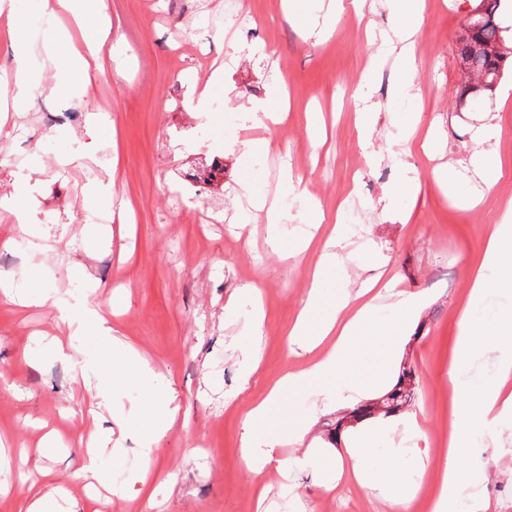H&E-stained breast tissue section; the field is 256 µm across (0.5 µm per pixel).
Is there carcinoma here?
<instances>
[{
  "instance_id": "cac0c4a2",
  "label": "carcinoma",
  "mask_w": 512,
  "mask_h": 512,
  "mask_svg": "<svg viewBox=\"0 0 512 512\" xmlns=\"http://www.w3.org/2000/svg\"><path fill=\"white\" fill-rule=\"evenodd\" d=\"M476 2L482 8L481 24L477 28L463 32L458 43L462 63L485 76V82L482 84H466V91L471 93L473 100L493 90L504 76L506 59L512 58V52L507 50L505 45L503 28L499 22L504 0H476ZM413 375L412 370L402 368L397 382L384 395L383 416L398 415L412 400L413 391L409 389V384L413 380ZM372 415H374L372 405L357 406L349 412V416L336 418L335 426L329 431L328 440L333 444L338 441V435L347 418L360 420Z\"/></svg>"
}]
</instances>
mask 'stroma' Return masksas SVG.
Listing matches in <instances>:
<instances>
[{"label":"stroma","mask_w":512,"mask_h":512,"mask_svg":"<svg viewBox=\"0 0 512 512\" xmlns=\"http://www.w3.org/2000/svg\"><path fill=\"white\" fill-rule=\"evenodd\" d=\"M112 20L110 43L123 54L89 71L86 97L70 100L57 89L55 69L42 66L43 27L38 0H16L24 17L29 64L41 72L44 90L19 111L0 112V197L28 184L23 213L0 207V281L21 295L45 294L38 305L0 300V468L7 485L0 512H24L30 485L47 476L87 503L85 481L75 475L86 459L71 430L111 429L118 450L106 453L97 476L113 488L110 512H396L377 490L337 481L339 453L363 434L366 423L349 422L338 444L325 439L326 420L353 404L311 392L296 412L302 438L276 431L281 457L292 467L256 475L242 458L240 436L251 404L263 400L285 371L304 365L289 352L288 332L310 287L316 252L297 257L274 252L268 227L253 210L249 193L274 195L283 167L302 178L327 217L343 213L341 263L328 273L325 303L356 293L377 278L396 285L381 290L389 306L400 291L420 293L423 304L402 333L396 363L414 372L417 394L399 416L384 420L371 445L372 466H392L401 481L417 479L420 459L436 476L440 458L432 439L454 421L448 368L457 336L455 313L470 289V268L480 263L488 226L500 223L501 205L512 199V96L492 92L477 107L461 102L466 79L456 43L473 0H425L415 37L416 62L406 96H398L393 61L400 45L369 42L367 29L387 30V0H372L362 17L343 12L334 32L307 33L283 0H105ZM245 12L251 28L239 31L225 15ZM381 59L371 80L363 73L371 55ZM218 68L211 108L195 104L200 74ZM286 86L288 116L266 130L250 115L271 90ZM53 101L83 113L78 124L47 127L41 103ZM381 104L375 131L360 140L359 109ZM422 121L412 145L401 128L410 113ZM499 117L492 148L504 172L476 204L449 191L448 170H463L472 133ZM114 134L87 157H75L90 121ZM274 137L276 150L245 156L241 144ZM434 151L424 153V137ZM70 165H60L64 156ZM220 157L219 183L185 186L196 158ZM261 182L245 189L246 168ZM418 175L420 195L412 210L385 205L387 189ZM113 179L111 196L90 198L89 184ZM47 233L51 248L32 252L20 223ZM313 229L304 199L281 211L283 246L326 236ZM259 289L265 312L260 364L248 391L240 382L245 354L241 339L251 321V291ZM98 309L112 333L153 366L160 386L179 411L160 440L159 452L142 454L143 440L130 428L141 400L137 389L117 381L121 355L85 331L73 335L61 311L75 302ZM60 340L64 355L50 351ZM114 378L110 411L92 416L95 400L83 375ZM501 434L485 440L457 467L481 500L467 495L458 512H505L495 491L512 484V413ZM57 442L40 444L47 433ZM147 470L148 491L123 495L119 486Z\"/></svg>","instance_id":"1"}]
</instances>
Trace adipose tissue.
Here are the masks:
<instances>
[{
    "label": "adipose tissue",
    "instance_id": "obj_1",
    "mask_svg": "<svg viewBox=\"0 0 512 512\" xmlns=\"http://www.w3.org/2000/svg\"><path fill=\"white\" fill-rule=\"evenodd\" d=\"M424 7L425 0H390L389 3L391 31L401 44L394 68L404 83L415 67L413 37L419 29ZM63 11L76 24L80 44H73L70 33L61 26L59 14ZM41 19L48 33L42 47L44 65L58 70L59 83L71 98H82L86 93V72L105 46L111 28V19L102 9V0H42ZM499 133V124L482 127L476 136L477 148L471 156L472 167L488 186L496 184L502 176L500 162L489 148ZM338 246L336 233H329L313 265L305 305L289 331L290 345L314 354V361L305 368L284 372L266 398L246 414L241 446L244 459L254 472H262L268 466L281 470L286 465L276 452L272 434L260 430L261 425L272 421L274 410L284 402L307 394L318 383L323 386L325 398H344L353 389L351 365L362 351L366 338L377 339L383 353H390L405 323L421 305L416 294L403 291L389 315L382 317L372 299L360 291L344 296L331 311L321 313L320 290L326 269L340 262ZM490 288L512 290V200L504 205L501 223L491 225L486 233L483 259L471 274L468 301L456 314L458 335L448 369V388L455 396L468 394L470 404L455 413L432 512H456L458 497L469 478L454 466V459L470 453L479 437H497L496 421L506 409L512 408V394L507 391L508 383L512 382V357L498 360L492 380L479 386L465 384L459 374L461 365L474 355L498 351L500 345L512 340V314L502 313L489 320L478 312ZM127 358L128 368L123 380L141 394L136 429L146 443L143 453L149 456L165 430L171 427L174 412L148 363L133 352L128 353ZM368 454V448L362 446L348 449L345 455L339 456L341 476L361 485L373 483L376 489L391 495L395 506L407 507L412 494L398 488L395 469H372Z\"/></svg>",
    "mask_w": 512,
    "mask_h": 512
}]
</instances>
